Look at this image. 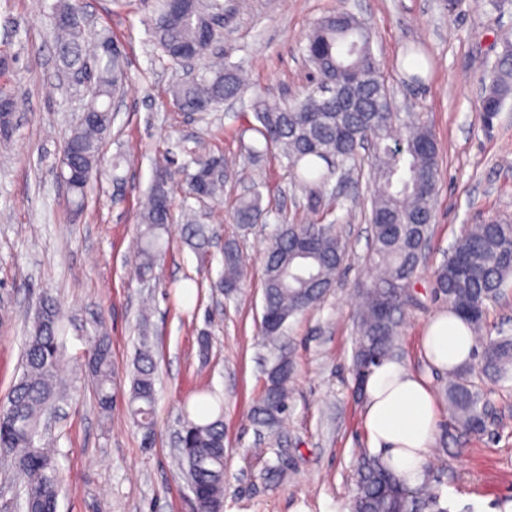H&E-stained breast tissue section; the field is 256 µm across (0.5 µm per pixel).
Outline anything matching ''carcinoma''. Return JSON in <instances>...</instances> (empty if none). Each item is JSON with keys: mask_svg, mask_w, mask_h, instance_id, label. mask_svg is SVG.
I'll use <instances>...</instances> for the list:
<instances>
[{"mask_svg": "<svg viewBox=\"0 0 512 512\" xmlns=\"http://www.w3.org/2000/svg\"><path fill=\"white\" fill-rule=\"evenodd\" d=\"M150 7L148 27L155 46L176 64L189 51L204 57L223 34L214 23L224 11L223 0H145ZM54 17L70 22L53 24L55 53L63 75L86 69V121L68 136L62 175L69 202L84 205L90 180L98 170L102 143L111 130L112 98L128 78V57L112 30L86 33L72 0H54ZM316 83L291 102L254 97L252 130L265 150L286 159L294 181L312 199L321 197L334 178L356 169L358 145L368 143L366 157L371 184L369 261L373 272L358 290L353 376L392 358L400 335L407 298L431 239L435 198L440 180V149L434 133L416 112H391V95L372 49L366 24L347 11L319 21L304 47ZM246 84L238 69L221 66L202 78L178 80L169 88L172 104L181 112H211L223 99L240 97ZM512 96V46L504 45L483 98V111L499 112ZM20 123L16 98L0 93V140H8ZM184 194L196 195L205 183L207 196L224 187V159L186 151ZM175 155L156 161L155 177L139 213L135 270L147 279L165 251L163 233L174 222L169 168ZM264 212L254 193L237 200L234 219L247 227ZM184 242L203 252L208 227L187 219ZM347 243L334 224H281L266 249L262 275L263 335L282 336L287 321L319 303L333 288L344 261ZM245 261L236 243L224 247V276L214 287L234 294L244 276ZM512 277V224L490 220L473 224L456 239L448 257L434 272V298L448 304L474 332L482 371L497 383L512 382V336L486 339L479 335L487 305L495 303ZM59 312L54 298L44 296L34 310L32 327L23 346L22 373L0 403V460L21 483L22 512H56L59 471L55 451L43 442L42 416L62 398L59 369L67 361L60 340ZM128 408L137 423L152 426L156 400L157 361L147 343L136 350ZM275 380L266 386L252 409L253 424L272 430L288 413L293 377L288 353L274 357ZM81 366L90 378L102 415L112 408L113 373L110 337L103 331L88 338ZM450 420L470 434L484 432L487 403L474 381V366L448 372L445 390ZM207 414L185 417L178 432L180 454L197 512H220L224 492L223 410L201 400ZM447 512L432 489L427 473L408 485L378 457L364 460L353 498L352 512Z\"/></svg>", "mask_w": 512, "mask_h": 512, "instance_id": "carcinoma-1", "label": "carcinoma"}]
</instances>
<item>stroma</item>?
I'll return each instance as SVG.
<instances>
[{
  "label": "stroma",
  "instance_id": "stroma-1",
  "mask_svg": "<svg viewBox=\"0 0 512 512\" xmlns=\"http://www.w3.org/2000/svg\"><path fill=\"white\" fill-rule=\"evenodd\" d=\"M33 2L0 0V58L8 60L0 88L25 103L13 137L0 143V401L22 372L24 338L46 294L58 303L67 356H78L89 336L106 330L115 394L104 416L85 373L72 367L61 376L65 397L43 428L62 474L57 512H196L174 440L185 405L203 390L224 403L222 512H352L360 462L372 453L351 371L357 290L369 276L370 226L360 213L309 203L275 155L252 162L243 151L254 140V94L297 97L309 80L306 37L340 10L370 28L396 110L423 113L441 151L434 235L396 353L436 397L438 427L426 465L448 512H498L512 501V387L486 384V430L462 433L448 418V374L427 360L422 341L427 324L445 310L433 299V277L455 238L472 224L512 223V105L490 121L481 110L490 69L512 43V0H248L244 12L237 11V0H224V38L214 51L243 70L249 84L241 99L195 115L170 103L168 88L183 72L155 49L140 0H78L91 26L110 28L130 59L100 171L79 211L67 202L59 170L86 97L62 84L50 20ZM413 45L424 64L418 84L401 62L404 48ZM132 144L137 151L121 170L120 195L109 170L113 156ZM190 149L236 161L223 192L203 203L180 192V165ZM169 150L179 160L169 176L174 211L191 209L208 226L211 243L207 252H195L183 241L181 223L169 225V251L154 277L144 280L132 263L140 201L156 158ZM255 191L270 212L240 226L235 203ZM292 221L337 222L348 248L333 288L286 326L281 343L293 362V391L288 415L271 436L247 415L262 392L272 351L261 332L264 252L275 225ZM230 240L249 257L250 268L238 292L227 296L213 284L224 271ZM192 280L198 287L184 296ZM144 331L158 364L148 430L127 408ZM274 466L280 474H271Z\"/></svg>",
  "mask_w": 512,
  "mask_h": 512
}]
</instances>
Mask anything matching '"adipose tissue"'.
Segmentation results:
<instances>
[{
    "mask_svg": "<svg viewBox=\"0 0 512 512\" xmlns=\"http://www.w3.org/2000/svg\"><path fill=\"white\" fill-rule=\"evenodd\" d=\"M423 347L428 360L442 370L468 363L474 354L467 324L450 312L431 320ZM363 387V429L370 447L398 475L416 482L433 445L438 422L431 388L395 361L374 366Z\"/></svg>",
    "mask_w": 512,
    "mask_h": 512,
    "instance_id": "ef3b65f1",
    "label": "adipose tissue"
}]
</instances>
